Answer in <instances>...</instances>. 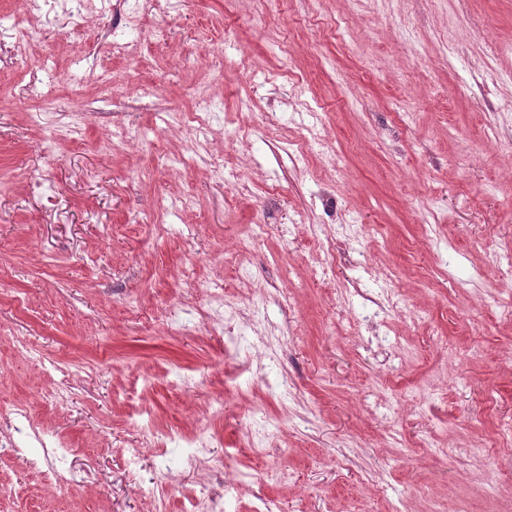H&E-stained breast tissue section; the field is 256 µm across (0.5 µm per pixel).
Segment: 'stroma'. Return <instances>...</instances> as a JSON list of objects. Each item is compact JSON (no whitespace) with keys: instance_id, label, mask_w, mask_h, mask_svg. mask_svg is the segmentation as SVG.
<instances>
[{"instance_id":"1","label":"stroma","mask_w":512,"mask_h":512,"mask_svg":"<svg viewBox=\"0 0 512 512\" xmlns=\"http://www.w3.org/2000/svg\"><path fill=\"white\" fill-rule=\"evenodd\" d=\"M113 3L0 0V419L28 405L74 476L2 460L0 512H154L168 467L181 512L229 454L224 512L512 505V0ZM218 278L249 302L235 356L200 316ZM353 286L401 305L365 321ZM251 406L271 457L240 452ZM201 430L191 470L154 443Z\"/></svg>"}]
</instances>
